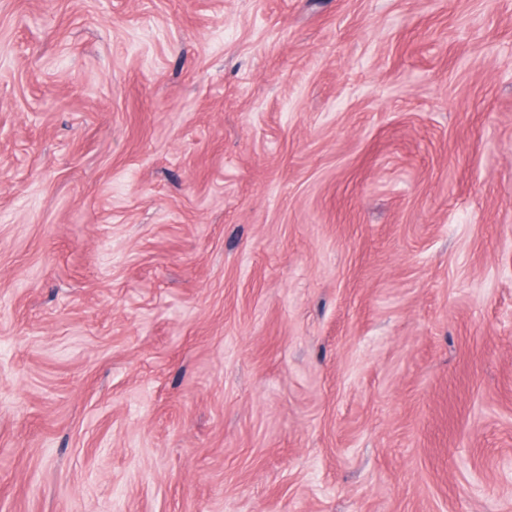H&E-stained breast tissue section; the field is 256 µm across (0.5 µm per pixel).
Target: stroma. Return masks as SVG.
<instances>
[{"label":"stroma","instance_id":"obj_1","mask_svg":"<svg viewBox=\"0 0 512 512\" xmlns=\"http://www.w3.org/2000/svg\"><path fill=\"white\" fill-rule=\"evenodd\" d=\"M512 0H0V512H512Z\"/></svg>","mask_w":512,"mask_h":512}]
</instances>
